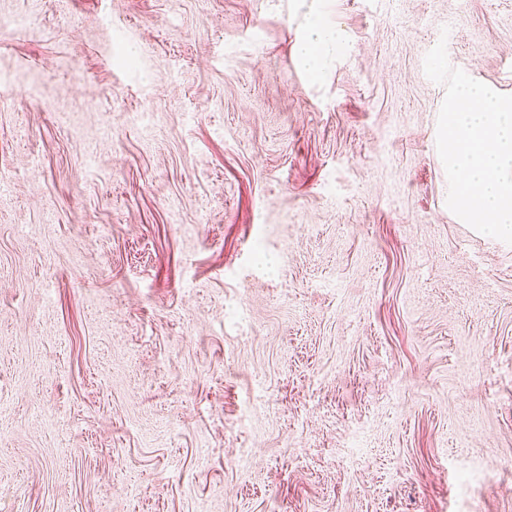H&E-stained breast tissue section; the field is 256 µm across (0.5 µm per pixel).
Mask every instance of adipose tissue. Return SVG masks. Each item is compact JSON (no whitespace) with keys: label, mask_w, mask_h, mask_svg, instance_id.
Returning <instances> with one entry per match:
<instances>
[{"label":"adipose tissue","mask_w":512,"mask_h":512,"mask_svg":"<svg viewBox=\"0 0 512 512\" xmlns=\"http://www.w3.org/2000/svg\"><path fill=\"white\" fill-rule=\"evenodd\" d=\"M346 43L344 31L328 18L324 0H309L306 22L294 44V55L303 68L311 75H320Z\"/></svg>","instance_id":"obj_1"}]
</instances>
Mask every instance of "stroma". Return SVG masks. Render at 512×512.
<instances>
[{"label": "stroma", "mask_w": 512, "mask_h": 512, "mask_svg": "<svg viewBox=\"0 0 512 512\" xmlns=\"http://www.w3.org/2000/svg\"><path fill=\"white\" fill-rule=\"evenodd\" d=\"M0 0V512H512V244L449 62L512 0ZM324 0H309L306 23L294 44V55L311 75H320L336 51L346 46L345 32L324 11Z\"/></svg>", "instance_id": "obj_1"}]
</instances>
